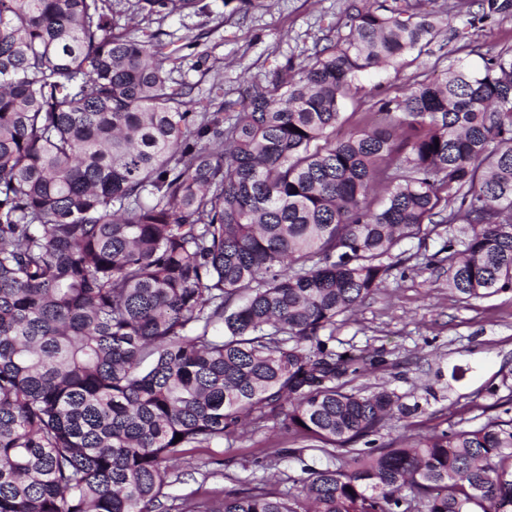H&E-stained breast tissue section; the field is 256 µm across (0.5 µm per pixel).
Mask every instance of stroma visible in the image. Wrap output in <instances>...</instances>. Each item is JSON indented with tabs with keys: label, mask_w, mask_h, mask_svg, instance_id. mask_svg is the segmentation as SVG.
<instances>
[{
	"label": "stroma",
	"mask_w": 512,
	"mask_h": 512,
	"mask_svg": "<svg viewBox=\"0 0 512 512\" xmlns=\"http://www.w3.org/2000/svg\"><path fill=\"white\" fill-rule=\"evenodd\" d=\"M208 2L209 14L187 10L150 24L177 38L200 37L206 62L183 66L173 78L194 84L201 99L208 98L215 78H222L225 97H234L246 80L312 48L319 38L346 32L347 0H273L269 9L245 17L231 14L224 0ZM409 2L414 11L449 16V27L414 63L365 73L343 113L376 111L382 98L403 96L414 82L451 65L464 62L476 69L484 54L512 51V13L486 24L479 36L461 38L455 31L471 11V0ZM329 345L384 359L380 369L352 379V387L368 393L383 385L401 404L417 405V412L381 429L380 443L415 437L436 425L466 428L500 415L512 399V389L502 384L512 380V292L466 304L449 292L445 275L431 267L393 270L380 291L338 318ZM280 445V436L267 425L246 427L217 447L187 449L162 512H181L196 501L220 502L236 478H270L258 462Z\"/></svg>",
	"instance_id": "35a3bbf8"
}]
</instances>
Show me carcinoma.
I'll list each match as a JSON object with an SVG mask.
<instances>
[{
  "label": "carcinoma",
  "instance_id": "1",
  "mask_svg": "<svg viewBox=\"0 0 512 512\" xmlns=\"http://www.w3.org/2000/svg\"><path fill=\"white\" fill-rule=\"evenodd\" d=\"M511 12L479 0L464 27ZM449 24L351 0L345 35L204 104L173 79L199 38L130 33L112 0H0V512H159L170 462L249 418L300 443L265 467L331 465L186 512H512V417L375 446L408 408L346 389L383 360L321 339L412 259L461 302L512 291V54L336 137L359 77Z\"/></svg>",
  "mask_w": 512,
  "mask_h": 512
}]
</instances>
